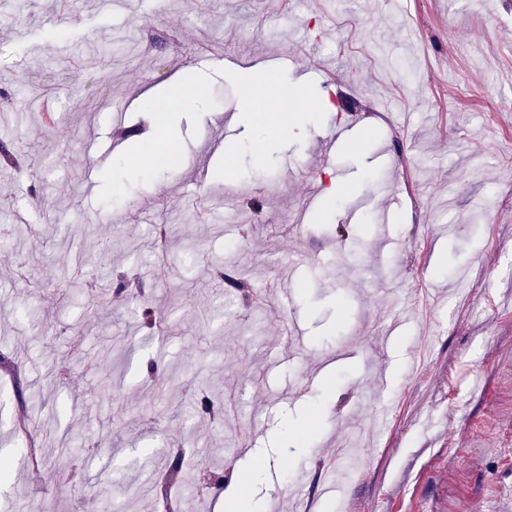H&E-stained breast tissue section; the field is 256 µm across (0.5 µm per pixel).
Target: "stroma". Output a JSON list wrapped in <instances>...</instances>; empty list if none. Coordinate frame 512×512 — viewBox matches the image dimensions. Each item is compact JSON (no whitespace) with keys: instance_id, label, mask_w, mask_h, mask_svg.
<instances>
[{"instance_id":"obj_1","label":"stroma","mask_w":512,"mask_h":512,"mask_svg":"<svg viewBox=\"0 0 512 512\" xmlns=\"http://www.w3.org/2000/svg\"><path fill=\"white\" fill-rule=\"evenodd\" d=\"M270 61L301 136L243 122ZM0 145V512H158L180 451L251 512H512V0H0ZM194 87V84L186 83L180 87L173 88L154 100L155 107L153 112H155L157 117V123L152 131L154 143L170 139L177 114L189 108L198 98V95L194 93Z\"/></svg>"}]
</instances>
